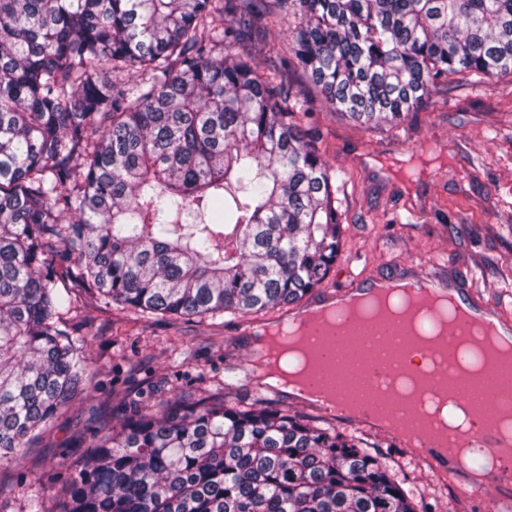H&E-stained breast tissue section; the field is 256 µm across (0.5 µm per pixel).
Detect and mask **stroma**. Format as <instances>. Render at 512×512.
<instances>
[{
    "label": "stroma",
    "mask_w": 512,
    "mask_h": 512,
    "mask_svg": "<svg viewBox=\"0 0 512 512\" xmlns=\"http://www.w3.org/2000/svg\"><path fill=\"white\" fill-rule=\"evenodd\" d=\"M289 79L298 97L314 102L306 123L340 187L341 249L323 288L347 271L369 280L437 260L475 281L477 295L460 292L462 302L480 297L512 320V74L490 86L449 77L400 124L376 129L327 108L302 72ZM65 321L75 334H94L88 355L99 388L78 396L20 461L0 465V512H24L30 497H51L45 460L82 453L80 436L112 417V387H150L194 402L224 382L237 401L255 395L258 331L242 332L240 318L139 317L84 293ZM130 359L140 361L139 373L128 374ZM392 460L422 512H454L447 492L411 457Z\"/></svg>",
    "instance_id": "1"
}]
</instances>
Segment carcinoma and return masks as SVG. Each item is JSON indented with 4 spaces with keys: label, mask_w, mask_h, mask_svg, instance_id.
Masks as SVG:
<instances>
[{
    "label": "carcinoma",
    "mask_w": 512,
    "mask_h": 512,
    "mask_svg": "<svg viewBox=\"0 0 512 512\" xmlns=\"http://www.w3.org/2000/svg\"><path fill=\"white\" fill-rule=\"evenodd\" d=\"M250 15L293 18L296 67L366 127L450 75L512 73V0H0V464L96 390L65 279L203 321L296 303L336 262L312 100L237 51ZM112 404L64 464L61 512H418L367 439L225 385Z\"/></svg>",
    "instance_id": "carcinoma-1"
}]
</instances>
